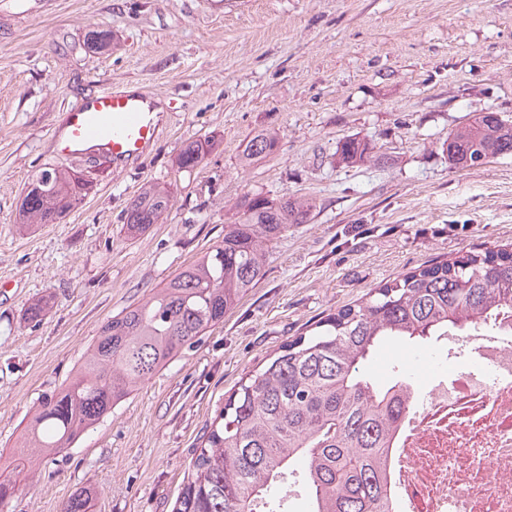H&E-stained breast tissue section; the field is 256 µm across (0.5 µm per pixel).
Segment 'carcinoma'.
I'll use <instances>...</instances> for the list:
<instances>
[{
	"mask_svg": "<svg viewBox=\"0 0 512 512\" xmlns=\"http://www.w3.org/2000/svg\"><path fill=\"white\" fill-rule=\"evenodd\" d=\"M215 148L209 138L181 147L176 168L193 171ZM275 134L259 133L241 161L274 153ZM367 141H342L346 164L364 163ZM442 151L457 168L512 154V121L482 112L448 134ZM74 170L38 172L22 199L23 224H56L93 190ZM171 192L150 185L129 203L126 233L157 223ZM313 203L294 197L243 195L239 220L216 242L141 303L112 316L87 349L72 379L44 396L25 428L15 462L70 448L112 408L148 382L181 351L224 322V315L264 275L269 245L292 224L308 221ZM50 297L31 301L37 322ZM512 317V247L467 251L417 267L319 322L309 336L284 343L225 400L194 452L173 512H258L284 505L294 471L306 486L309 512H390L389 447L414 404L399 377L379 385L362 371L385 344L446 336ZM92 496L76 495L62 512H89Z\"/></svg>",
	"mask_w": 512,
	"mask_h": 512,
	"instance_id": "1",
	"label": "carcinoma"
}]
</instances>
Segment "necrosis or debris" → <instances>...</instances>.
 Instances as JSON below:
<instances>
[{
  "instance_id": "1",
  "label": "necrosis or debris",
  "mask_w": 512,
  "mask_h": 512,
  "mask_svg": "<svg viewBox=\"0 0 512 512\" xmlns=\"http://www.w3.org/2000/svg\"><path fill=\"white\" fill-rule=\"evenodd\" d=\"M453 344L480 364L430 383L410 376L419 402L392 439L394 512H512V319Z\"/></svg>"
}]
</instances>
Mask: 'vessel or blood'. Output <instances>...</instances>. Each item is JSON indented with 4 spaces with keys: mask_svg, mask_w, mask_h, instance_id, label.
I'll use <instances>...</instances> for the list:
<instances>
[{
    "mask_svg": "<svg viewBox=\"0 0 512 512\" xmlns=\"http://www.w3.org/2000/svg\"><path fill=\"white\" fill-rule=\"evenodd\" d=\"M159 134L154 97L102 90L67 112L55 149L75 163L97 160L117 169L146 156Z\"/></svg>",
    "mask_w": 512,
    "mask_h": 512,
    "instance_id": "obj_1",
    "label": "vessel or blood"
}]
</instances>
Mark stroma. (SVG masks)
I'll return each mask as SVG.
<instances>
[{
  "label": "stroma",
  "instance_id": "1",
  "mask_svg": "<svg viewBox=\"0 0 512 512\" xmlns=\"http://www.w3.org/2000/svg\"><path fill=\"white\" fill-rule=\"evenodd\" d=\"M106 87L160 99L158 143L97 173L60 223L21 227L31 177L67 166L55 153L64 113ZM491 110L512 120V0H0V475L101 326L223 240L242 194L315 204L223 324L72 448L16 475L7 512H61L85 491L90 512H172L225 398L284 343L402 273L512 244V155L460 169L441 149ZM262 132L278 135L276 152L242 165ZM207 136L218 147L177 172L182 145ZM350 137L372 143L371 161L341 162ZM149 183L169 185L171 205L127 237L125 210ZM41 296L49 309L25 323ZM445 356L435 338L393 343L366 371L429 380Z\"/></svg>",
  "mask_w": 512,
  "mask_h": 512
}]
</instances>
